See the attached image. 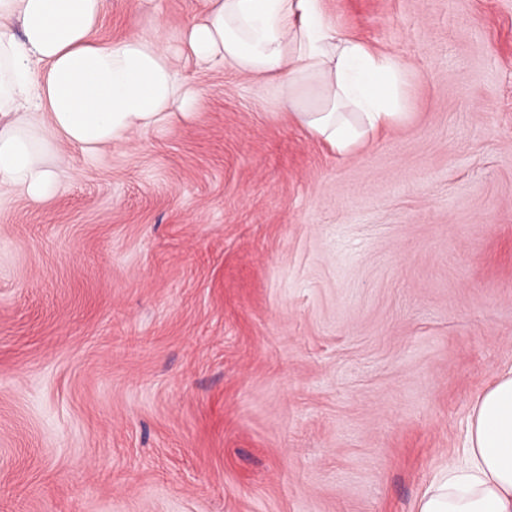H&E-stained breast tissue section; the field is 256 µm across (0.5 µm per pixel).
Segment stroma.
<instances>
[{"mask_svg": "<svg viewBox=\"0 0 512 512\" xmlns=\"http://www.w3.org/2000/svg\"><path fill=\"white\" fill-rule=\"evenodd\" d=\"M197 0H109L177 47ZM407 115L325 148L272 85L0 189V512H418L512 368V0H326Z\"/></svg>", "mask_w": 512, "mask_h": 512, "instance_id": "35a3bbf8", "label": "stroma"}]
</instances>
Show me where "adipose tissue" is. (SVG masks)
I'll use <instances>...</instances> for the list:
<instances>
[{
	"label": "adipose tissue",
	"instance_id": "obj_1",
	"mask_svg": "<svg viewBox=\"0 0 512 512\" xmlns=\"http://www.w3.org/2000/svg\"><path fill=\"white\" fill-rule=\"evenodd\" d=\"M109 0H0V186L31 201L59 184L52 140L94 153L192 112L174 58L272 84L281 105L339 154L389 127L407 106L391 55L337 33L324 0H198L177 50L94 33ZM418 512H512V372L474 405L463 457L442 470Z\"/></svg>",
	"mask_w": 512,
	"mask_h": 512
}]
</instances>
